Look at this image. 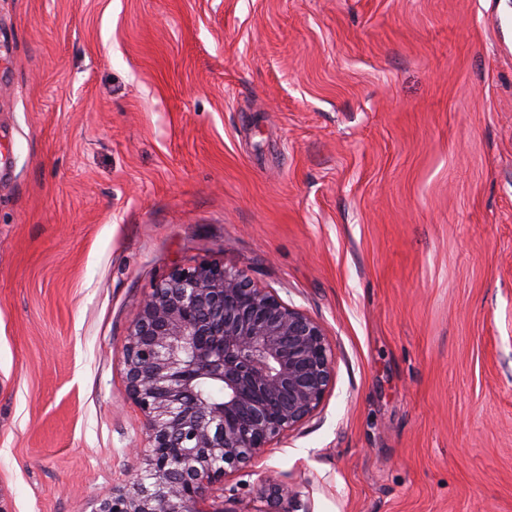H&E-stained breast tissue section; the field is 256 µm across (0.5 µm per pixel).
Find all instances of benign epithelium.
Segmentation results:
<instances>
[{
  "label": "benign epithelium",
  "instance_id": "1",
  "mask_svg": "<svg viewBox=\"0 0 512 512\" xmlns=\"http://www.w3.org/2000/svg\"><path fill=\"white\" fill-rule=\"evenodd\" d=\"M127 393L146 421L132 489L92 512H201L197 503L319 408L334 357L322 327L222 263L178 267L144 295L123 346ZM203 383L222 389L206 398ZM258 512H297L272 485Z\"/></svg>",
  "mask_w": 512,
  "mask_h": 512
}]
</instances>
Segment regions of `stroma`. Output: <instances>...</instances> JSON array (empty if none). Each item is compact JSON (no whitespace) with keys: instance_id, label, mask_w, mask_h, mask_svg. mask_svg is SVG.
Instances as JSON below:
<instances>
[{"instance_id":"1","label":"stroma","mask_w":512,"mask_h":512,"mask_svg":"<svg viewBox=\"0 0 512 512\" xmlns=\"http://www.w3.org/2000/svg\"><path fill=\"white\" fill-rule=\"evenodd\" d=\"M202 262L335 362L201 512H512V0H0V512L128 485L121 348ZM262 495L266 507L258 512H295L301 507L298 492L289 486L272 485Z\"/></svg>"}]
</instances>
